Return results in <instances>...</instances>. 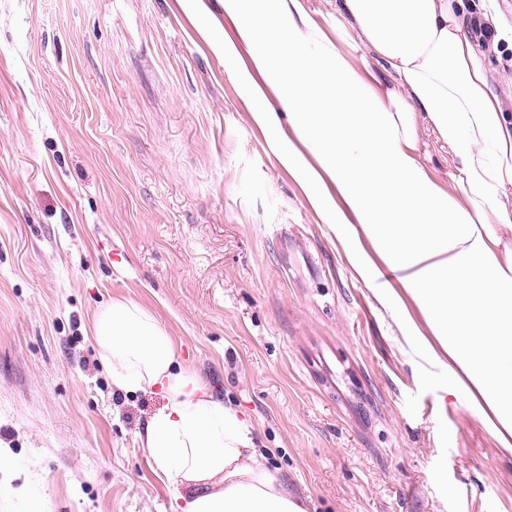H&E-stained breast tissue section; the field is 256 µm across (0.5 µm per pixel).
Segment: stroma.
Returning a JSON list of instances; mask_svg holds the SVG:
<instances>
[{
	"instance_id": "obj_1",
	"label": "stroma",
	"mask_w": 512,
	"mask_h": 512,
	"mask_svg": "<svg viewBox=\"0 0 512 512\" xmlns=\"http://www.w3.org/2000/svg\"><path fill=\"white\" fill-rule=\"evenodd\" d=\"M483 48L512 115V0ZM224 0H0V512H170L88 335L155 311L308 512H512V447L451 394L252 121ZM420 155L458 194L427 124Z\"/></svg>"
}]
</instances>
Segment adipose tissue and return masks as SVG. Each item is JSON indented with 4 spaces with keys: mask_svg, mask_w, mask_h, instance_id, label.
I'll use <instances>...</instances> for the list:
<instances>
[{
    "mask_svg": "<svg viewBox=\"0 0 512 512\" xmlns=\"http://www.w3.org/2000/svg\"><path fill=\"white\" fill-rule=\"evenodd\" d=\"M247 50L237 80L269 129L274 96L288 107L279 158L323 222L349 243L366 283L377 261L401 271L390 303L425 350L448 357L454 389L505 448L512 447V120L466 33L473 0H336L334 43L304 0H224ZM370 47L397 77L382 89L353 57ZM340 101L342 111L327 109ZM425 119L459 160L460 195L438 187L418 158ZM371 250H364L361 239ZM409 294L425 323L410 317ZM90 337L113 386L160 391L166 403L139 435L173 489L171 512H308L256 447L253 429L182 357L159 316L132 299L97 313Z\"/></svg>",
    "mask_w": 512,
    "mask_h": 512,
    "instance_id": "adipose-tissue-1",
    "label": "adipose tissue"
}]
</instances>
